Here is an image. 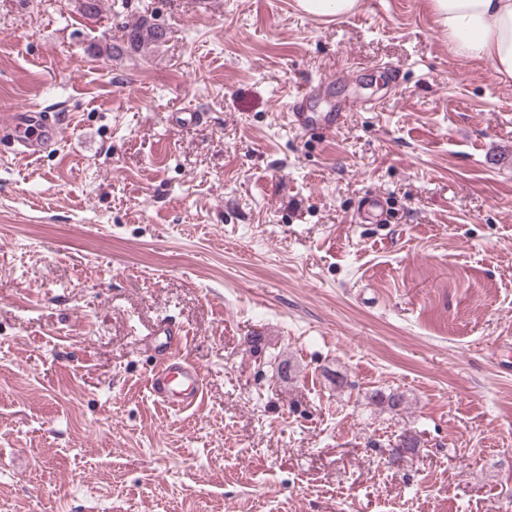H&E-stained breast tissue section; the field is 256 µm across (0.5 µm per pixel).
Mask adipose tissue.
<instances>
[{"instance_id":"1","label":"adipose tissue","mask_w":512,"mask_h":512,"mask_svg":"<svg viewBox=\"0 0 512 512\" xmlns=\"http://www.w3.org/2000/svg\"><path fill=\"white\" fill-rule=\"evenodd\" d=\"M433 9L455 55L512 78V0H433Z\"/></svg>"}]
</instances>
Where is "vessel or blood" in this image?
Masks as SVG:
<instances>
[{"label":"vessel or blood","mask_w":512,"mask_h":512,"mask_svg":"<svg viewBox=\"0 0 512 512\" xmlns=\"http://www.w3.org/2000/svg\"><path fill=\"white\" fill-rule=\"evenodd\" d=\"M290 122L300 130L321 123L337 126L343 119L339 112H302L292 110ZM20 152L39 153L61 134L58 123L36 119L33 109L24 107L12 112L8 121ZM150 340L160 356L148 381L151 395L168 408L178 411L197 410L203 399V376L198 366L180 357L183 330L170 319L157 320L150 330Z\"/></svg>","instance_id":"obj_1"}]
</instances>
